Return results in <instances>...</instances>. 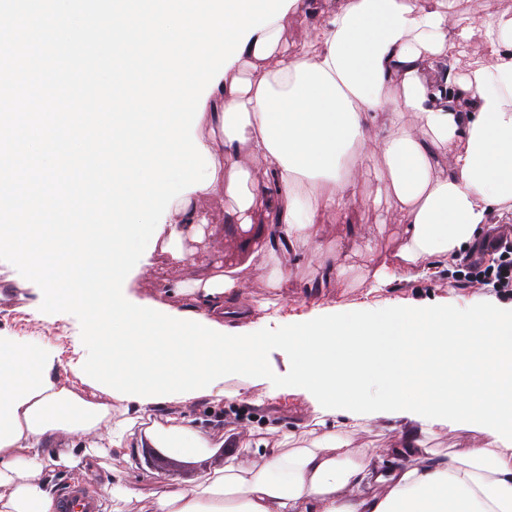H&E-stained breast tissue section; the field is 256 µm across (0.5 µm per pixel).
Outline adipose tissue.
<instances>
[{
    "label": "adipose tissue",
    "instance_id": "obj_1",
    "mask_svg": "<svg viewBox=\"0 0 512 512\" xmlns=\"http://www.w3.org/2000/svg\"><path fill=\"white\" fill-rule=\"evenodd\" d=\"M482 25L490 59L462 80L427 71L470 29L449 27L447 12L426 0H342L309 55L282 45V21L256 31L246 66H229L205 114L211 187L223 190L247 244L268 223L281 230L288 254L310 248L308 226L324 211L348 209L352 171L373 149L385 161L389 198L406 214L401 260L456 259L487 234L492 216L512 213V15ZM374 127L386 130L376 144L368 137ZM448 150L453 162L444 169ZM246 153L263 168L245 165ZM191 199L176 198L163 226L164 250L175 260L184 233L206 221ZM237 285L227 273L208 278L194 314L223 323L224 294ZM55 364L51 350L0 337V512H62L46 470L58 463L85 473L105 453L93 437L110 430L111 396L76 394ZM433 431L415 422L382 459L355 463L330 432L289 450L245 447L193 485L148 494L121 486L112 497L144 502L145 512H512V448L490 438L442 458L422 441ZM71 438L81 447L48 455L50 444ZM108 438V446L124 443L120 432ZM145 438L179 455L211 445L184 416L153 424ZM389 457L404 467L386 468Z\"/></svg>",
    "mask_w": 512,
    "mask_h": 512
}]
</instances>
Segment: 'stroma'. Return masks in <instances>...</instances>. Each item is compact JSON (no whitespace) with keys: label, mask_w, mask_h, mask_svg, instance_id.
<instances>
[{"label":"stroma","mask_w":512,"mask_h":512,"mask_svg":"<svg viewBox=\"0 0 512 512\" xmlns=\"http://www.w3.org/2000/svg\"><path fill=\"white\" fill-rule=\"evenodd\" d=\"M337 4L338 0H317L314 9L288 14L283 40L289 51L309 53L320 12L332 10ZM506 12L512 14V0H455L448 22L472 24V34L463 52L438 60L437 69L451 70L460 77L485 64L489 49L479 22ZM354 191L357 201L347 211L325 213L321 223L313 225L315 248L289 260L286 278L279 284L273 283L272 272L282 248L270 240L276 225H267L266 238L257 243L258 257L241 273L240 288L224 296L225 306L246 312L247 317L241 322L244 331L253 333L287 325L290 319L308 315L317 306L353 309L365 303L379 308L448 303L467 308L496 301V294L488 287L465 280L449 281V273L457 269L456 262L436 257L429 259L425 271L415 265L391 270L385 283L373 288L374 271L384 256L402 247L406 230L402 217L389 203L377 207L371 204L372 198L385 191V164L380 153H371L357 171ZM193 203L206 214L207 224L197 237L184 238L182 260L154 252L150 266L127 280L130 299H150L180 311L191 309L197 281L223 272L229 263L238 261L240 233L227 212L223 192L195 197ZM338 261L344 265L339 280H327L328 269ZM0 274L19 281L21 289L18 304L0 305V336L31 347L50 348L62 363H77L85 352L77 318L68 313L42 312L40 288L22 280L10 263L0 260ZM224 389V398L204 396L187 407L173 400L151 415L152 421L161 423L171 414L188 411L197 424L220 436L221 448L211 456L184 457L161 448L155 459L149 460L140 446L144 429L136 427L133 435L127 436L125 447L112 449L84 483L85 491L99 498L103 512H110L115 506L110 494L114 486H135L146 493L165 482L189 486L203 470L223 466L225 456L236 453L245 435L273 444L289 433L301 441L314 427L313 406L306 397L285 393L267 379L228 375ZM398 435L394 420L375 418L350 434L342 454L352 461L380 454L382 449L393 446Z\"/></svg>","instance_id":"1"}]
</instances>
